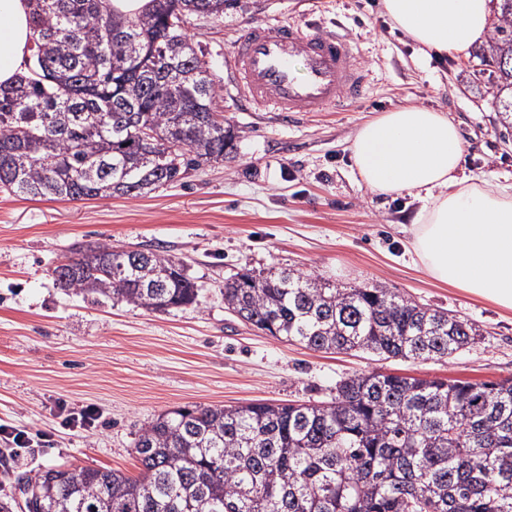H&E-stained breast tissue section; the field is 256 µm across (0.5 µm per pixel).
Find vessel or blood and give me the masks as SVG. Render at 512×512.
Returning <instances> with one entry per match:
<instances>
[{
  "label": "vessel or blood",
  "mask_w": 512,
  "mask_h": 512,
  "mask_svg": "<svg viewBox=\"0 0 512 512\" xmlns=\"http://www.w3.org/2000/svg\"><path fill=\"white\" fill-rule=\"evenodd\" d=\"M346 36L297 23L249 27L231 49L243 97L268 112H332L360 100L366 78Z\"/></svg>",
  "instance_id": "vessel-or-blood-1"
}]
</instances>
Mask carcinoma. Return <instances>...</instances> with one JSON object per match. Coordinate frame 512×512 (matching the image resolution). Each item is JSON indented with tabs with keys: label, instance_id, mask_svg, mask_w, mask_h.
I'll list each match as a JSON object with an SVG mask.
<instances>
[{
	"label": "carcinoma",
	"instance_id": "carcinoma-1",
	"mask_svg": "<svg viewBox=\"0 0 512 512\" xmlns=\"http://www.w3.org/2000/svg\"><path fill=\"white\" fill-rule=\"evenodd\" d=\"M28 75L0 84V189L25 200L138 198L204 163L236 158L220 89L179 26L226 0H30ZM489 53L512 94V0ZM79 245L52 269L64 291L148 310L192 306L198 286L159 249L109 258ZM224 305L266 334L320 352L448 359L468 320L382 285L336 288L295 269L239 272ZM139 474L49 468L25 481L26 512H512V378L354 374L319 404L180 407L139 431Z\"/></svg>",
	"mask_w": 512,
	"mask_h": 512
}]
</instances>
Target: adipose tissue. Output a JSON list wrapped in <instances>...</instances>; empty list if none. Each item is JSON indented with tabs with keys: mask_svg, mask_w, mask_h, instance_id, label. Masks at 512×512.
<instances>
[{
	"mask_svg": "<svg viewBox=\"0 0 512 512\" xmlns=\"http://www.w3.org/2000/svg\"><path fill=\"white\" fill-rule=\"evenodd\" d=\"M382 8L421 50L439 54L469 55L491 25V0H382ZM34 38L28 0H0V84L24 74ZM350 152L370 193L422 200L408 245L433 280L512 310V193L464 175L465 144L446 113H379L357 129Z\"/></svg>",
	"mask_w": 512,
	"mask_h": 512,
	"instance_id": "adipose-tissue-1",
	"label": "adipose tissue"
}]
</instances>
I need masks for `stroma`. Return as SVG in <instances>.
<instances>
[{
  "label": "stroma",
  "mask_w": 512,
  "mask_h": 512,
  "mask_svg": "<svg viewBox=\"0 0 512 512\" xmlns=\"http://www.w3.org/2000/svg\"><path fill=\"white\" fill-rule=\"evenodd\" d=\"M277 21L348 35L367 72L363 99L345 112L248 111L230 50L244 29ZM185 28L220 78L216 108L239 133L234 162L203 165L139 198L31 201L0 192V424L47 441L0 468V505L9 512H20L21 474L64 464L138 475L139 430L178 406L328 402L340 379L371 371L471 382L512 376V311L421 270L406 248L421 201L371 194L349 149L363 121L418 105L458 124L466 174L512 185V128L481 51L423 54L391 27L381 0H227L223 19L192 16ZM89 243L157 246L183 260L200 288L198 306L148 311L65 295L51 269L73 245ZM289 267L340 288L396 289L468 319L479 335L446 361H379L272 338L225 308L230 275ZM88 406L99 414L93 427H61V410Z\"/></svg>",
  "instance_id": "1"
}]
</instances>
